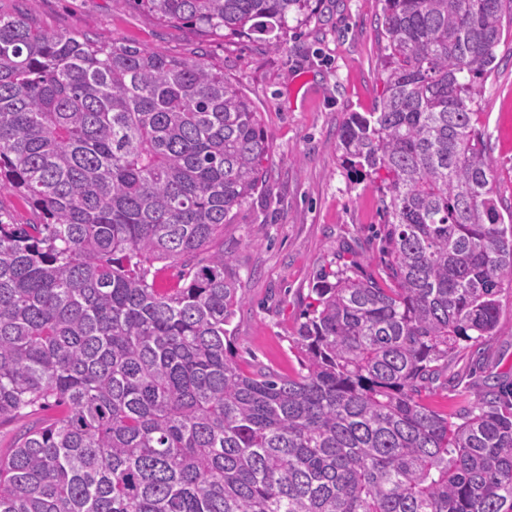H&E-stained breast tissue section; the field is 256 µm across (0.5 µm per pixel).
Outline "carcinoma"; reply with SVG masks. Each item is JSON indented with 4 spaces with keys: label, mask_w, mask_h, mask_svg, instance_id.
<instances>
[{
    "label": "carcinoma",
    "mask_w": 512,
    "mask_h": 512,
    "mask_svg": "<svg viewBox=\"0 0 512 512\" xmlns=\"http://www.w3.org/2000/svg\"><path fill=\"white\" fill-rule=\"evenodd\" d=\"M211 35H273L309 0H137ZM504 0H384L388 75L339 135L381 194L385 279L319 275L295 374L247 373L211 249L270 143L224 70L0 16V512H512V395L426 403L496 333L512 229L479 126ZM182 267L159 288L156 262ZM59 412V408L51 407L46 410H40L34 415H31L23 420H19L13 423H5L0 426V448L6 450L12 448L18 434L24 430L26 426L33 422L46 421L56 417Z\"/></svg>",
    "instance_id": "cac0c4a2"
}]
</instances>
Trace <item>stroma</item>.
Returning a JSON list of instances; mask_svg holds the SVG:
<instances>
[{
	"label": "stroma",
	"instance_id": "obj_1",
	"mask_svg": "<svg viewBox=\"0 0 512 512\" xmlns=\"http://www.w3.org/2000/svg\"><path fill=\"white\" fill-rule=\"evenodd\" d=\"M289 19L285 44L267 35L212 36L170 23L133 0H0V16H20L48 32L91 31L97 42L126 43L223 67L259 112L271 151L266 181L215 241L231 256L243 302L231 327L245 371L299 370L296 330L319 274L337 259L361 277L380 278V194L353 181L339 134L349 113L371 112L385 90L381 0H311ZM485 71L479 124L494 167V190L512 208V36ZM498 327L461 343L429 406L454 417L490 386L512 384V290L500 297Z\"/></svg>",
	"mask_w": 512,
	"mask_h": 512
}]
</instances>
